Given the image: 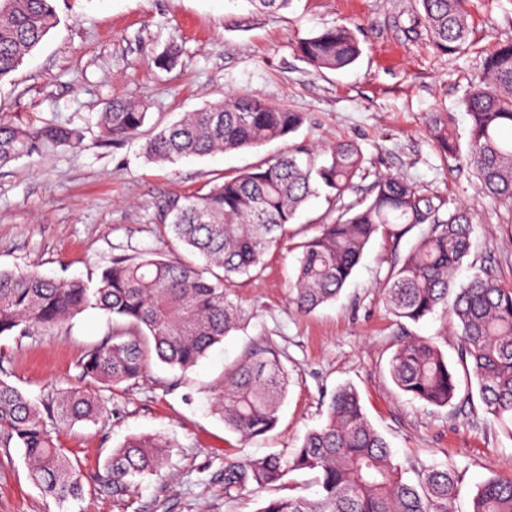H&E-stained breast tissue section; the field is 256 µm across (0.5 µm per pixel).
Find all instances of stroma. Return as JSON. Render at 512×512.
<instances>
[{"instance_id":"35a3bbf8","label":"stroma","mask_w":512,"mask_h":512,"mask_svg":"<svg viewBox=\"0 0 512 512\" xmlns=\"http://www.w3.org/2000/svg\"><path fill=\"white\" fill-rule=\"evenodd\" d=\"M58 22L39 48L0 82V117L82 131L74 148L24 156L0 167V267L34 270L60 283L98 281L113 259L161 247L160 211L224 176L288 150L324 154L356 142L363 167L340 197L319 195L300 210L288 236L251 277L230 283L248 314L243 330L215 345L191 370L151 364L129 385L100 389L105 407L92 422L57 428L54 441L81 466L83 492L64 503L32 484L20 449L0 450V512H258L264 499L308 494L309 474L286 486L224 496V463L276 453L290 456L325 419L331 394L351 385L364 414L388 442L407 477L451 466L459 474L454 512H469L478 485L512 479V438L479 399L445 407L401 393L389 374L406 340L426 338L457 363L459 327L444 312L414 323L382 300L394 266L419 238L377 235L336 301L303 313L288 302L294 246L368 200L374 181L390 173L450 205L474 212L469 259L512 288V206L483 195L468 169L444 156L428 121L444 115L459 145L468 141L463 99L485 57L512 39V0H469L472 31L460 53L441 55L415 22L417 0H294L278 13L248 0H55ZM350 23L363 52L349 68L316 70L296 51L312 33ZM171 70L155 66L170 45ZM229 93L303 113L291 137L257 148L148 160L143 148L184 113ZM115 99L145 101L149 115L134 138L112 142L99 115ZM108 333L89 309L61 328L0 337V378L33 400L55 388H86L77 361ZM270 347L290 373L277 427L244 441L225 428L213 398L225 367L254 348ZM138 435H162L170 448L163 469L116 498L104 483L113 448Z\"/></svg>"}]
</instances>
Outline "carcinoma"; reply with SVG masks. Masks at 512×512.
Listing matches in <instances>:
<instances>
[{
    "mask_svg": "<svg viewBox=\"0 0 512 512\" xmlns=\"http://www.w3.org/2000/svg\"><path fill=\"white\" fill-rule=\"evenodd\" d=\"M417 17L429 44L442 54L460 52L470 33L469 0H419ZM56 20L54 0H0V82L7 79L44 40ZM297 52L318 69L343 70L361 55L354 31L327 28L297 42ZM143 102L112 101L100 115L108 141L139 134L147 118ZM468 149L459 156L456 140L440 117L430 132L449 157L462 162L484 193L512 204V41L499 45L484 62L466 98ZM303 115L257 99L234 95L208 104L161 129L146 145L155 162L175 163L214 151L256 149L295 133ZM81 133L61 125H22L0 118V165L21 156L73 147ZM317 164L312 154H282L250 171L226 176L207 191L174 195L159 215L168 248L187 258L150 251L118 258L96 287L82 280L59 283L35 271L0 269V336L29 329L51 330L88 308L112 321V335L80 355L81 377L112 388L138 380L152 359L186 371L246 320L224 282L251 276L264 256L288 232L297 211L326 189L341 195L361 171L363 153L353 142L330 148ZM443 201L421 193L403 179L378 178L371 199L349 217L324 224L318 235L295 246L289 302L312 312L333 302L377 234L401 238L423 224L402 265L393 270L383 301L399 318L418 322L441 308L461 329L458 358L486 413L512 438V289L485 268L467 283L455 272L469 255L473 215L461 207L440 216ZM398 389L414 399L446 406L459 380L441 350L428 339L404 342L389 363ZM288 370L279 354L259 349L224 374L215 406L225 426L252 439L279 421L288 389ZM97 392L59 389L36 402L0 379V448L22 449L32 483L59 501L83 491L82 474L52 436L54 426L96 419ZM163 436H135L112 451L105 465L112 495L123 496L136 479L159 472ZM314 474L315 496H281L258 512H449L459 479L446 466L427 467L417 481L404 478L385 439L365 418L355 388L342 386L330 398L323 424L310 430L292 457L278 454L224 465V495L265 489L289 480L294 471ZM471 512H512V480L482 482Z\"/></svg>",
    "mask_w": 512,
    "mask_h": 512,
    "instance_id": "carcinoma-1",
    "label": "carcinoma"
}]
</instances>
